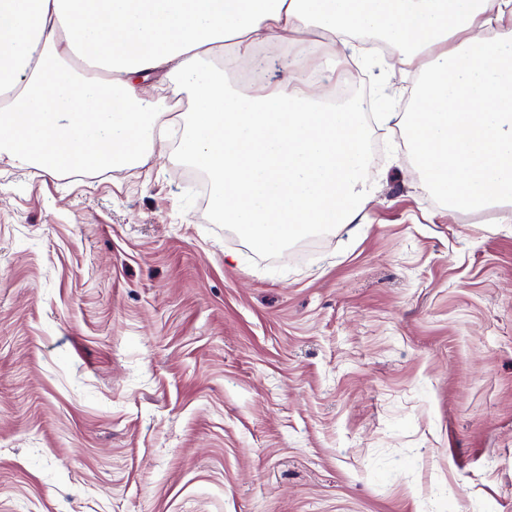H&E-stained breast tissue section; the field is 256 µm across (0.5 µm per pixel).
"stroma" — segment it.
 <instances>
[{
	"mask_svg": "<svg viewBox=\"0 0 512 512\" xmlns=\"http://www.w3.org/2000/svg\"><path fill=\"white\" fill-rule=\"evenodd\" d=\"M368 144L358 232L273 252L170 153L0 163V512H512V223Z\"/></svg>",
	"mask_w": 512,
	"mask_h": 512,
	"instance_id": "1",
	"label": "stroma"
}]
</instances>
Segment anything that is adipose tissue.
<instances>
[{"mask_svg":"<svg viewBox=\"0 0 512 512\" xmlns=\"http://www.w3.org/2000/svg\"><path fill=\"white\" fill-rule=\"evenodd\" d=\"M368 32L402 51L414 105L399 128L449 211L512 206V0H0V163L61 171L148 166L165 98L188 97L179 156L213 214L261 251L302 229H356L372 199L361 106L310 73V35ZM272 42L303 43L274 89H229ZM164 75V93L149 90Z\"/></svg>","mask_w":512,"mask_h":512,"instance_id":"adipose-tissue-1","label":"adipose tissue"}]
</instances>
